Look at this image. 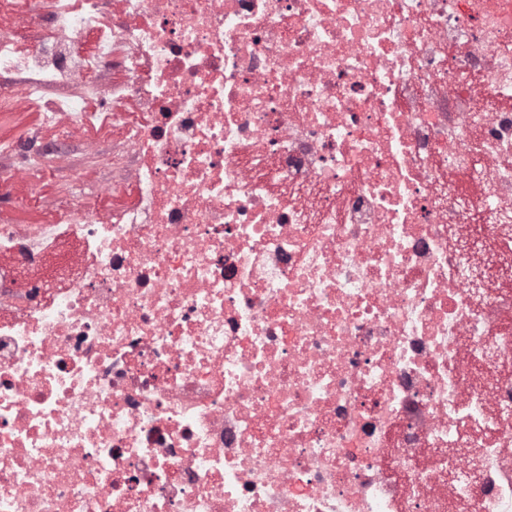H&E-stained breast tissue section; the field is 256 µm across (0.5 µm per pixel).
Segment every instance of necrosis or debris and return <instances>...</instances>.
I'll return each instance as SVG.
<instances>
[{
  "instance_id": "4bbe7bcc",
  "label": "necrosis or debris",
  "mask_w": 512,
  "mask_h": 512,
  "mask_svg": "<svg viewBox=\"0 0 512 512\" xmlns=\"http://www.w3.org/2000/svg\"><path fill=\"white\" fill-rule=\"evenodd\" d=\"M138 189L0 224V512H512V0H23L0 99Z\"/></svg>"
}]
</instances>
